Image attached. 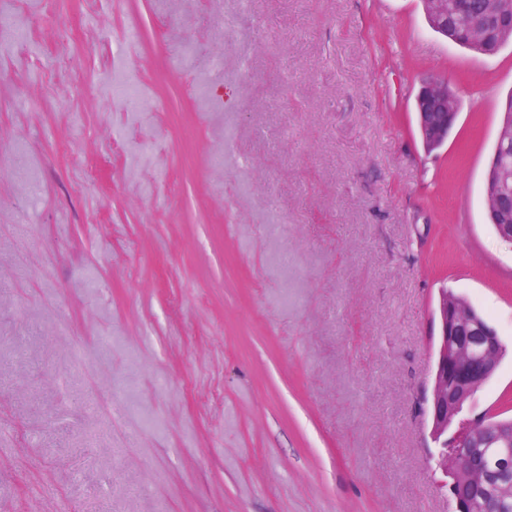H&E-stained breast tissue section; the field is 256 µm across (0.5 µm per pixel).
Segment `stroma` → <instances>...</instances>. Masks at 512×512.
Here are the masks:
<instances>
[{
	"label": "stroma",
	"instance_id": "35a3bbf8",
	"mask_svg": "<svg viewBox=\"0 0 512 512\" xmlns=\"http://www.w3.org/2000/svg\"><path fill=\"white\" fill-rule=\"evenodd\" d=\"M0 7L27 22L0 42V512H454L422 405L442 289L507 348L464 417H512L484 203L512 41L453 44L423 0ZM433 78L458 119L429 153ZM455 95L445 80L434 79L421 88L416 111L422 142L443 144L448 140V117L455 109Z\"/></svg>",
	"mask_w": 512,
	"mask_h": 512
}]
</instances>
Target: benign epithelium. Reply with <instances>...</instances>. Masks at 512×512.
Listing matches in <instances>:
<instances>
[{
    "mask_svg": "<svg viewBox=\"0 0 512 512\" xmlns=\"http://www.w3.org/2000/svg\"><path fill=\"white\" fill-rule=\"evenodd\" d=\"M429 23L436 32L449 36V40L476 52L480 48L475 41L461 40L448 35L447 0H428ZM455 92L445 80L434 79L424 85L416 98L418 127L421 139L435 144L448 140V117L455 109ZM498 140H512V98L505 100ZM487 211L497 222L499 236L512 242V224L500 223V218L512 209V175L491 158L485 177ZM439 333L435 340V361L431 396L426 412L431 422L433 442L441 445L438 466L448 482L454 498L455 512H467L466 500L459 489L465 481L460 474L467 470L465 449L469 447L472 428L484 430L482 450L485 466L479 487L489 498L486 512H495V501L512 494V434L493 426L486 414L473 419H462L463 403L496 373L505 348L497 329L486 318H479L463 305L452 300L448 293L439 296L437 304ZM454 422L457 429L451 441L442 439L448 432V424Z\"/></svg>",
    "mask_w": 512,
    "mask_h": 512,
    "instance_id": "1",
    "label": "benign epithelium"
}]
</instances>
